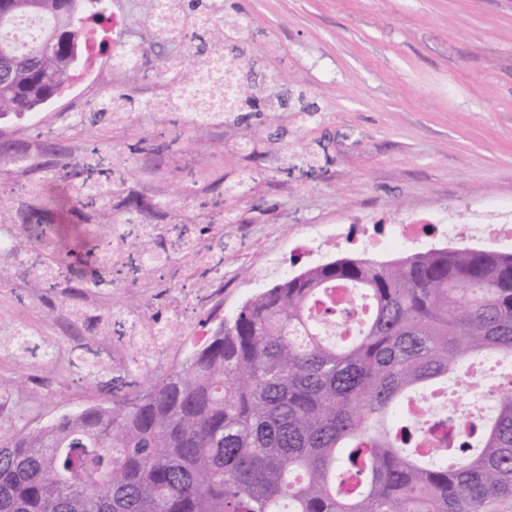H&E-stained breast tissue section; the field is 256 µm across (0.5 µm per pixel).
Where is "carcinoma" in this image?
<instances>
[{"label": "carcinoma", "instance_id": "1", "mask_svg": "<svg viewBox=\"0 0 512 512\" xmlns=\"http://www.w3.org/2000/svg\"><path fill=\"white\" fill-rule=\"evenodd\" d=\"M80 0H10L0 28L25 14L50 20L45 37L56 48L24 51L0 42V119L41 111L76 76L85 41ZM235 21L217 25L203 16L191 31L168 38L207 36L214 51L164 71L172 87L193 84L224 43ZM256 97L240 96L218 124L243 119ZM80 117L46 115L47 137L66 138ZM93 167L75 162L62 171L49 149L38 180L64 183L59 198L34 184L16 208L0 206V229L18 228L35 246L54 236L47 223L22 217L67 210L83 221L101 217L112 196L125 191L124 161L99 143ZM203 204L207 223L232 188L220 179ZM134 206L123 224H148ZM129 257L150 245L123 235ZM41 259L60 268L52 283L17 280L14 287L41 302L51 318L91 288L112 294L114 282L74 276L70 259L90 261L93 245L62 243ZM337 286L370 302L366 322L329 342L322 324L336 315L328 302ZM86 326L112 332L102 307L75 315ZM488 353L512 357V254L455 248L418 253L396 262L342 258L289 277L247 301L230 322L174 368L141 385L120 380L105 404H90L41 428L10 427L0 435V512H483L512 495V389L496 396V414L480 431L482 446L448 462L418 453L402 412L417 390Z\"/></svg>", "mask_w": 512, "mask_h": 512}]
</instances>
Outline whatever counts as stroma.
I'll use <instances>...</instances> for the list:
<instances>
[{
    "label": "stroma",
    "mask_w": 512,
    "mask_h": 512,
    "mask_svg": "<svg viewBox=\"0 0 512 512\" xmlns=\"http://www.w3.org/2000/svg\"><path fill=\"white\" fill-rule=\"evenodd\" d=\"M154 0H112L126 38L152 65L188 64L200 41H172L152 22ZM187 13L241 16L248 26L226 53L272 87L264 107L238 124L187 131L169 147L149 118L84 125L63 163L87 157L91 138L126 160L127 187L163 205L166 222H192L216 180L247 181L224 204V311L191 323L212 333L253 296L277 284L271 265L313 267L311 242L337 234L333 261L366 255L363 234L419 224H476L512 210V0H185ZM63 345L70 361L48 371L25 354L0 355L13 380L4 414L52 424L112 394V378L82 379L78 337L64 318L18 289L0 288V352L13 328Z\"/></svg>",
    "instance_id": "stroma-1"
}]
</instances>
